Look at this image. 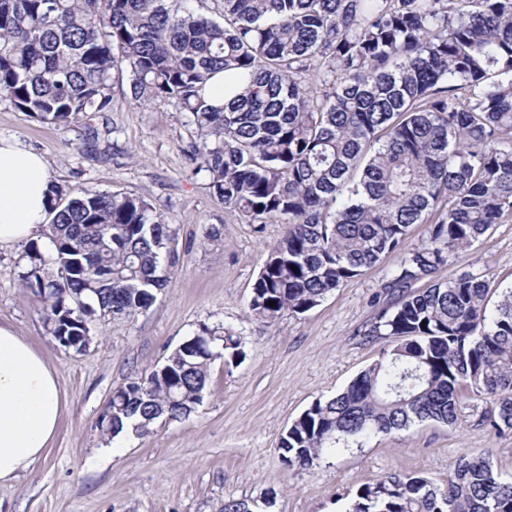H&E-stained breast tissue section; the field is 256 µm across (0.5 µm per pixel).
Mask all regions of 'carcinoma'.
Instances as JSON below:
<instances>
[{
    "label": "carcinoma",
    "instance_id": "1",
    "mask_svg": "<svg viewBox=\"0 0 512 512\" xmlns=\"http://www.w3.org/2000/svg\"><path fill=\"white\" fill-rule=\"evenodd\" d=\"M189 0H0V98L42 122L106 112L112 79L138 104L190 115L194 174L249 224L276 220L248 304L274 323L394 256V301L366 332L379 358L314 401L281 436L290 468L351 438L415 422H456L460 387L494 397L483 418L512 430V290L487 313L491 281L413 285L512 222V0H220L223 21ZM222 106L205 97L215 74ZM47 257L26 252L24 288L43 300L60 346L93 323L149 308L178 264L172 227L138 196L52 188ZM427 241L408 245L410 228ZM246 358L232 330L204 327L144 378L112 391L101 435L141 436L202 403L209 369ZM345 512H512V477L462 455L439 485L389 475Z\"/></svg>",
    "mask_w": 512,
    "mask_h": 512
}]
</instances>
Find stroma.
Here are the masks:
<instances>
[{
  "label": "stroma",
  "instance_id": "1",
  "mask_svg": "<svg viewBox=\"0 0 512 512\" xmlns=\"http://www.w3.org/2000/svg\"><path fill=\"white\" fill-rule=\"evenodd\" d=\"M92 131L108 149V162L85 157L83 139ZM193 135L185 113L165 102L136 104L118 77L109 111L67 124L38 121L0 98V136L43 154L54 183L73 192L142 197L179 230L178 267L152 306L129 320L99 322L80 352L62 348L47 332L40 298L19 284L27 243L0 246V324L54 368L63 399L45 459L0 483V512H220L225 501L266 496L274 499L267 512H344L348 493L377 477L419 474L440 483L464 453L489 455L496 472L511 476L512 432L498 435L481 425L493 399L470 392L453 426L425 421L351 439L305 470L282 463L278 441L290 424L378 359L380 343L363 333L390 303L384 286L395 259L385 258L306 313L284 312L271 325L251 317L248 301L264 249L284 226L269 223L255 233L218 200L191 172ZM213 226L221 231L216 242L206 237ZM480 272L489 274V302L497 304L512 288V223L493 225L470 251L417 286ZM205 326L233 329L244 344L243 363L215 361L195 412L157 423L112 458H100L106 440L95 423L113 388L149 373Z\"/></svg>",
  "mask_w": 512,
  "mask_h": 512
}]
</instances>
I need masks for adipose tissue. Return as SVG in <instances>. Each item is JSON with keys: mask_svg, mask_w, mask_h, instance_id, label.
<instances>
[{"mask_svg": "<svg viewBox=\"0 0 512 512\" xmlns=\"http://www.w3.org/2000/svg\"><path fill=\"white\" fill-rule=\"evenodd\" d=\"M52 181L45 158L0 137V245L36 239L49 222ZM61 393L47 361L0 324V481L42 459L56 433Z\"/></svg>", "mask_w": 512, "mask_h": 512, "instance_id": "ef3b65f1", "label": "adipose tissue"}]
</instances>
